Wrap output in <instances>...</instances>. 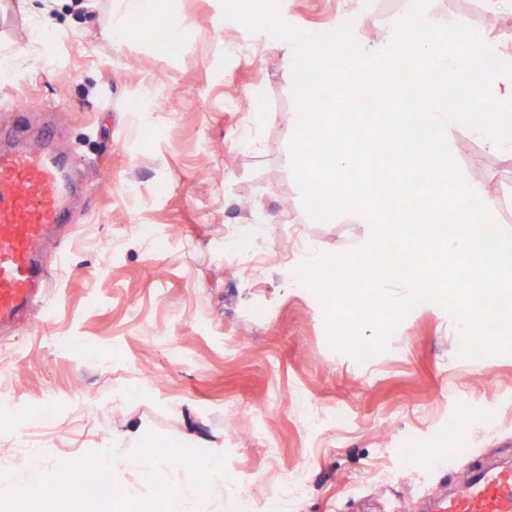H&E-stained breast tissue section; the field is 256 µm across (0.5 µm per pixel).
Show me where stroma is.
<instances>
[{
    "label": "stroma",
    "instance_id": "obj_1",
    "mask_svg": "<svg viewBox=\"0 0 512 512\" xmlns=\"http://www.w3.org/2000/svg\"><path fill=\"white\" fill-rule=\"evenodd\" d=\"M60 0L34 27L26 0H0V139L51 128L85 157L73 218L44 255L68 256L28 331L0 339L10 383L0 470L25 472L18 440L44 412L59 420L53 462L112 447L140 428L225 455L266 512L288 476L289 512H418L425 495L482 468L512 465V354L461 359L458 326L417 306L366 362L329 345L317 297L279 250L303 237L341 255L367 235L342 218L310 219L292 174L288 121L295 55L285 41L224 20L222 0H152L139 37L117 42L121 0ZM410 0H279L303 31L350 23L382 44L383 15ZM512 52V13L485 0H433ZM181 26L172 46L153 22ZM458 123L450 148L484 178L512 223V158ZM266 255L258 273L236 250ZM343 415L326 421L327 412ZM466 418L464 437L454 433ZM454 446L449 460L419 448Z\"/></svg>",
    "mask_w": 512,
    "mask_h": 512
}]
</instances>
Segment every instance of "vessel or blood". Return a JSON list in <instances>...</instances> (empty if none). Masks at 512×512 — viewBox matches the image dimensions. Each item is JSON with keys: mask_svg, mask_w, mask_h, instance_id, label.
Segmentation results:
<instances>
[{"mask_svg": "<svg viewBox=\"0 0 512 512\" xmlns=\"http://www.w3.org/2000/svg\"><path fill=\"white\" fill-rule=\"evenodd\" d=\"M0 147V332L19 331L50 286L47 241L67 223L79 156L52 147ZM432 512H512V467L473 474L436 497Z\"/></svg>", "mask_w": 512, "mask_h": 512, "instance_id": "vessel-or-blood-1", "label": "vessel or blood"}]
</instances>
